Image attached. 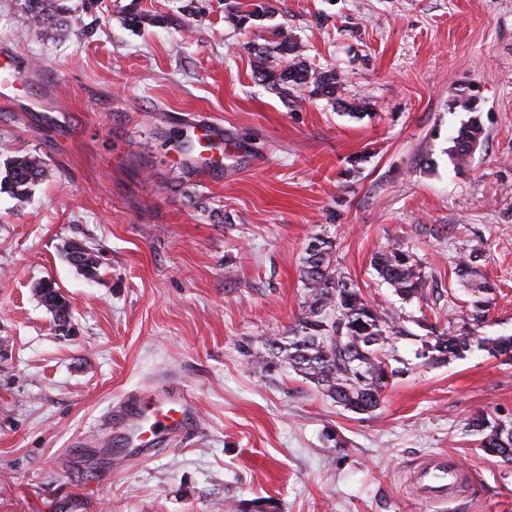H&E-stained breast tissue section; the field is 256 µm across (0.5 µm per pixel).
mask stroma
Wrapping results in <instances>:
<instances>
[{
  "instance_id": "1",
  "label": "stroma",
  "mask_w": 512,
  "mask_h": 512,
  "mask_svg": "<svg viewBox=\"0 0 512 512\" xmlns=\"http://www.w3.org/2000/svg\"><path fill=\"white\" fill-rule=\"evenodd\" d=\"M131 3L150 25L124 23ZM273 4L241 28L225 0H97L49 37L24 0H0V53L24 70L0 105V164L44 168L24 206L0 193V512H512V465L464 430L481 411L512 417V361L429 364L398 338L403 373L371 415L255 364L301 313L316 234L381 308L442 326L466 298L452 269L482 237L479 333L512 335V0ZM279 26L310 69H336L339 104L256 78L248 47ZM199 117L224 126L215 175ZM471 119L483 138L459 170L448 136ZM69 240L99 251L97 281L63 258ZM396 242L421 261L423 302L371 266ZM45 279L70 331L36 294ZM163 379L192 396L196 431L113 466L122 429L102 418ZM432 454L464 474L444 503L414 487ZM37 293L52 314L56 325L65 328L69 324L66 316L71 317L70 305L67 298L55 287V282L49 279L41 281L38 283Z\"/></svg>"
}]
</instances>
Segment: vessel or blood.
Instances as JSON below:
<instances>
[{
    "mask_svg": "<svg viewBox=\"0 0 512 512\" xmlns=\"http://www.w3.org/2000/svg\"><path fill=\"white\" fill-rule=\"evenodd\" d=\"M20 78L15 59L0 56V101L13 102ZM113 417L122 423L125 436L118 447L108 449L114 464L128 458L147 459L171 437L189 432L196 424V412L191 396L180 385L164 384L151 393L131 392L113 407ZM417 489L431 501L451 497L457 486V473L450 470L446 459L431 457L415 471Z\"/></svg>",
    "mask_w": 512,
    "mask_h": 512,
    "instance_id": "b4317fda",
    "label": "vessel or blood"
}]
</instances>
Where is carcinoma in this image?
<instances>
[{"instance_id":"cac0c4a2","label":"carcinoma","mask_w":512,"mask_h":512,"mask_svg":"<svg viewBox=\"0 0 512 512\" xmlns=\"http://www.w3.org/2000/svg\"><path fill=\"white\" fill-rule=\"evenodd\" d=\"M94 0H80L64 7L59 0H28V19L38 30L70 27L68 14L88 10ZM273 14L267 0H251L232 14L241 27L262 24ZM273 48L252 45L260 60L257 78L281 94L291 91L307 93L312 98L336 102L341 77L334 69L313 72L299 61L301 46L279 27L274 31ZM291 58L286 67L270 62V50ZM483 129L476 120L460 126L449 138L448 157L455 168L466 167L481 144ZM42 177L40 162L31 156H14L0 170V192L9 193L18 205H24L34 185ZM336 245L330 237L315 235L309 239L301 269L304 288L302 313L288 330V336L268 341L269 358L258 357L261 369L275 365L288 367L313 383L326 397L355 415L372 414L381 409L384 392L400 370L392 367V342L399 336H410L406 318L398 312L389 313L364 295L358 281L342 273L336 264ZM64 257L88 279L99 275L101 257L98 252L72 241L64 246ZM484 257L483 242L477 240L465 249L456 262V281L471 292L457 321L448 326L428 325L419 337L421 357L431 362L460 358L477 346L490 356L512 358L511 336H480L491 307L493 287L480 277L479 260ZM372 265L378 277L393 289L403 302L423 298L426 275L414 253L394 244L376 253ZM37 293L57 326L69 324L70 305L55 287V282L38 283ZM467 431L479 436V448L504 462L512 463V420L494 418L481 411L466 423Z\"/></svg>"}]
</instances>
